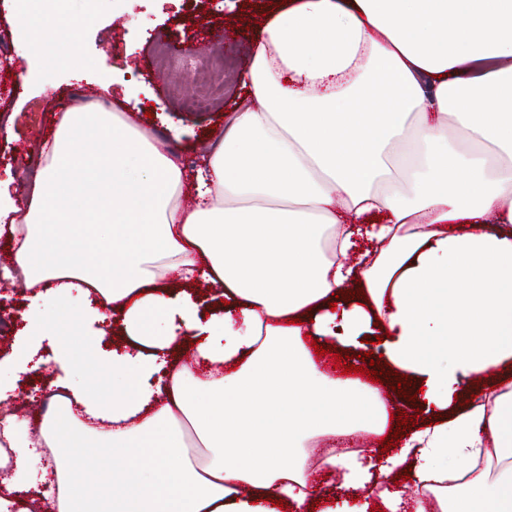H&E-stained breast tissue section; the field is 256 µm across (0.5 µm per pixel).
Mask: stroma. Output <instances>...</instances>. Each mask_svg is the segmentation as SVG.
<instances>
[{"label": "stroma", "instance_id": "35a3bbf8", "mask_svg": "<svg viewBox=\"0 0 512 512\" xmlns=\"http://www.w3.org/2000/svg\"><path fill=\"white\" fill-rule=\"evenodd\" d=\"M273 9L270 0H208L200 18L191 0H98L90 23L60 46L87 61L82 72L48 69L15 50L0 58V194L24 206L31 174L43 164L40 145L52 138L59 113L78 105H105L192 168L200 145L223 136L227 114L248 106L236 77L251 64L261 16ZM176 40L205 51L173 53ZM212 57L224 60V90L207 106L193 107L191 74ZM100 60L109 69L106 91L94 67Z\"/></svg>", "mask_w": 512, "mask_h": 512}]
</instances>
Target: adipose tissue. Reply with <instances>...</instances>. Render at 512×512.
<instances>
[{
    "instance_id": "adipose-tissue-1",
    "label": "adipose tissue",
    "mask_w": 512,
    "mask_h": 512,
    "mask_svg": "<svg viewBox=\"0 0 512 512\" xmlns=\"http://www.w3.org/2000/svg\"><path fill=\"white\" fill-rule=\"evenodd\" d=\"M16 4L20 53L83 68L57 47L85 15ZM242 84L251 104L202 153L190 210L182 165L107 109L62 113L42 143L5 272L37 301L5 361L28 371L49 343L58 370L38 433L0 415V512H28L44 457L54 512H337L323 469L385 512L399 470L413 512L431 497L512 512V0H290ZM201 281L221 302L206 321L188 291ZM61 309L86 330L82 354ZM109 309L120 351L101 347ZM187 341L203 372L177 359ZM319 345L371 353L400 391L337 374ZM88 363L111 394L71 381ZM400 392L419 419L397 452L307 466L311 440L384 433ZM458 460L472 466L452 496L440 483Z\"/></svg>"
}]
</instances>
